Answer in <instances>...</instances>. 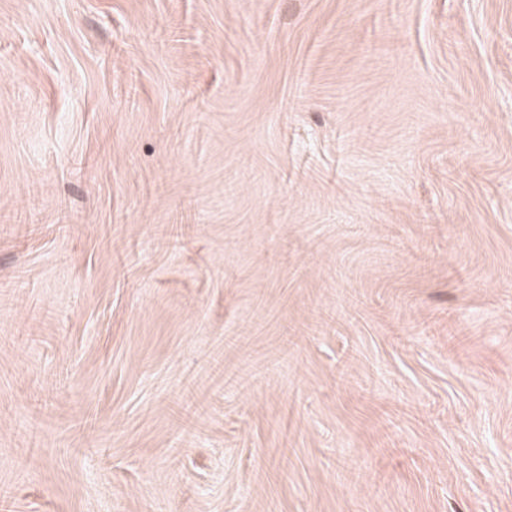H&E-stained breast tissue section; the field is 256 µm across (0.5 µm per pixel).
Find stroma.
I'll return each instance as SVG.
<instances>
[{
  "label": "stroma",
  "mask_w": 512,
  "mask_h": 512,
  "mask_svg": "<svg viewBox=\"0 0 512 512\" xmlns=\"http://www.w3.org/2000/svg\"><path fill=\"white\" fill-rule=\"evenodd\" d=\"M0 512H512V0H0Z\"/></svg>",
  "instance_id": "1"
}]
</instances>
